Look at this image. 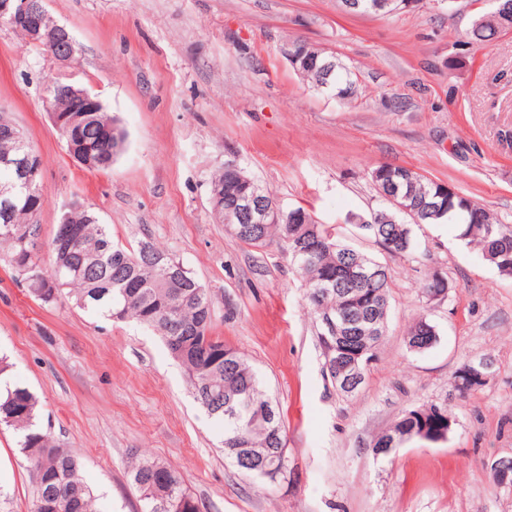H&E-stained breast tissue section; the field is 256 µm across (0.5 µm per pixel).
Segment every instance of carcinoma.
Segmentation results:
<instances>
[{
    "instance_id": "1",
    "label": "carcinoma",
    "mask_w": 512,
    "mask_h": 512,
    "mask_svg": "<svg viewBox=\"0 0 512 512\" xmlns=\"http://www.w3.org/2000/svg\"><path fill=\"white\" fill-rule=\"evenodd\" d=\"M494 10L475 19L465 33L466 43H491L512 26V0H494ZM295 49L307 58L300 74L313 86L325 89L342 101L357 97L358 87L351 72L324 50L298 42ZM115 119L103 104L94 112L82 113L71 131V142L90 154L97 165L90 171H105L122 151L125 133L115 128L112 139L103 137L101 128ZM13 122L0 113V186L14 182V168L5 160L32 149L26 138L15 139L3 130ZM376 189L392 190L404 198L421 224L460 225L459 238L477 248L482 258L503 275L512 277V225L500 224L483 205L457 193L451 194L438 182L415 171L380 164L372 170ZM210 188L227 191L255 190L263 198L271 194L247 175L242 168L230 172L219 168L210 176ZM46 198L41 186L19 189L9 201L0 197V226L14 224L28 234L30 241L21 247L19 239L8 237L0 229V247L8 249L9 262L29 283L28 291L43 302H51L66 293L83 309H92L113 319L132 318L151 328L161 337L170 354L184 368L194 398L208 416L224 425V448L246 445L243 453L258 448L285 447L284 432L271 433L282 426L279 411L263 389L257 372L241 353L224 346V340L212 334L213 321L205 320L212 310L208 289L190 271L183 280L172 284L153 265V257L143 254V244L127 248L112 240L110 225L103 224L86 206L74 202L60 221L69 222L76 236L67 253L51 251L49 264L35 252L40 225L33 219L43 209ZM367 223L358 225L361 234L374 240L391 256L413 254L414 223L397 208L388 205L365 216ZM242 244L264 248L272 243L284 246L291 262L305 282L306 299L319 322L318 339L324 357V371L335 382L336 368L348 365L364 345L378 353L386 333L391 270L355 248L341 242L333 229L318 223L304 207L285 211L278 224H266L246 236L234 234ZM365 268L369 277L353 296L354 309L370 310L380 325L376 337L359 336L346 348V355L336 358V335L327 322L336 318L337 310L348 305L343 289L346 268ZM340 282L328 296L319 299V285L330 278ZM56 278L59 287L42 295L34 288L35 280ZM437 342L435 326L425 315L415 319L407 331L408 349ZM274 410L275 422L258 416L256 406ZM38 401L24 386L15 385L0 393V425L16 431L21 453L30 462L33 512H95L92 489L79 476V463L69 451L55 445L37 427ZM448 408L443 404L410 407L394 422L396 428H423L444 419ZM130 477L143 502V512H200L196 500L184 487L177 473L167 464L140 458L132 466Z\"/></svg>"
}]
</instances>
